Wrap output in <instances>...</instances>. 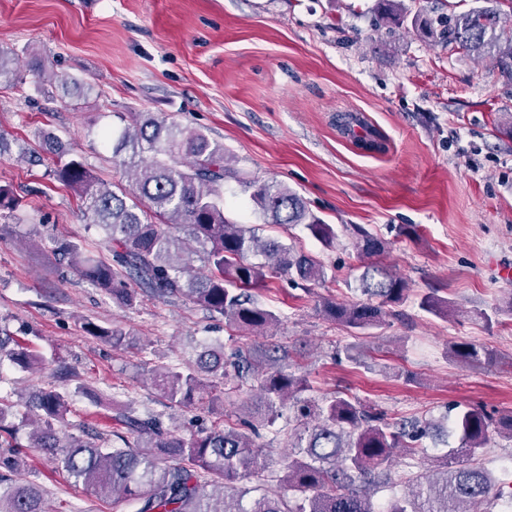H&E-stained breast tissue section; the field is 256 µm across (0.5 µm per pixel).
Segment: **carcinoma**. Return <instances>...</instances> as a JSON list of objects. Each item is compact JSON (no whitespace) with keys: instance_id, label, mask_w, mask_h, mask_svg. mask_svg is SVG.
Wrapping results in <instances>:
<instances>
[{"instance_id":"obj_1","label":"carcinoma","mask_w":512,"mask_h":512,"mask_svg":"<svg viewBox=\"0 0 512 512\" xmlns=\"http://www.w3.org/2000/svg\"><path fill=\"white\" fill-rule=\"evenodd\" d=\"M435 24L448 42L470 56L492 57L500 73L512 80V39L503 37L504 27L512 25V0H487V6L467 13L426 19L422 27L431 31ZM3 83L19 87L23 76L16 59L0 52ZM343 120V132L355 141L375 131L359 113L349 112ZM56 147L67 156L57 178L84 198L109 257L85 252L65 239L54 241V252L120 308H134L142 294L185 298L223 317L232 330L263 332L279 324L278 316L255 296L269 279L284 275L306 289L327 276L312 255L230 221L224 213V180L234 178L250 193L266 224L301 226L327 248L336 245V227L287 188L230 169L224 145L200 130L152 116L123 129L112 144V155L123 165L137 160L127 171L130 200L96 181L82 154L59 143ZM20 204L12 187L0 185V210L13 211ZM343 229L368 259L358 287L367 301H326L323 312L346 328L367 331L383 323L386 306L404 299L408 283L376 261L386 249L384 241L358 224ZM189 240L207 268L203 275L187 256ZM250 254L262 255L265 262H248ZM419 307L448 316V299L434 291L421 298ZM86 331L113 346L123 342L116 329L89 324ZM450 355L466 364L491 358L488 350L468 342L453 344ZM5 360L29 371L49 363L46 355L20 345L0 325V363ZM217 374L224 378L225 395H248L242 401L243 414L226 418L222 426L201 425L188 439L166 426L162 415L140 413L130 403L112 407L116 430L110 438L67 433L70 395L41 387L24 398L22 421L36 425L24 444L16 427L5 425L16 404L0 397V512H44L46 489L12 478L24 465L27 448L55 457L87 495L110 497L114 507L125 502L136 512H493L500 502L512 504V484L493 480L484 464L492 432L505 429L512 440V418L498 421L469 406L446 413L443 420L451 422L459 445L446 452L441 476L409 472L407 495L382 508L374 497L389 484L393 451L402 448L412 458L425 454L423 440L438 424L419 418L393 420L340 392L317 404L305 396L311 387L292 370V350L283 345L271 346L262 360L240 350L226 357L223 345H211L193 360L152 369V380L175 409L212 388L209 378ZM286 407L293 411L288 418ZM262 429L288 434V454L274 485L265 478L273 463L260 459L255 443ZM245 480L256 484L243 487Z\"/></svg>"}]
</instances>
